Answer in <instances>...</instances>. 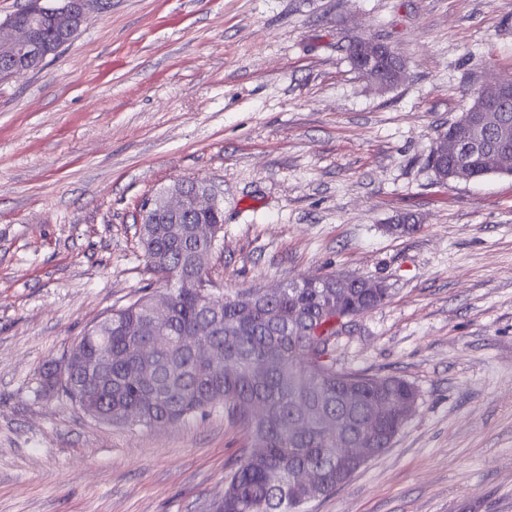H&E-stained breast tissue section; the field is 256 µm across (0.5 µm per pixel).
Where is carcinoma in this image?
Masks as SVG:
<instances>
[{"mask_svg": "<svg viewBox=\"0 0 512 512\" xmlns=\"http://www.w3.org/2000/svg\"><path fill=\"white\" fill-rule=\"evenodd\" d=\"M51 6L33 3L12 19L25 22L34 12L42 13V50L57 54L72 41L80 26L68 32L57 29L48 11ZM404 66L390 47L373 61L383 87L405 81L398 75ZM507 134L496 130L482 137L465 136L474 117L468 108L448 126V138H460L459 150L446 157H429V164L443 179H478L489 174L512 175V169L496 166L493 158L512 151V98L499 102ZM150 269L169 279L187 268L179 247L159 241H141ZM314 287L307 281L281 284L271 300L260 303L251 292L224 294V318L204 337L217 354V363L201 369L196 354L181 345V336L201 325L204 307L199 288H177L173 318L166 329L168 346L149 351L150 342L132 336L128 326L145 314L149 297L142 296L112 310V330H88L80 339L85 362L70 373L72 385H60L62 394L90 415L112 411V423L149 430L158 425L205 414L224 407V416L240 425L252 442L263 445L255 456L246 451L237 467L226 476L224 499L214 512H305L312 500L333 494L371 459L389 448L404 427L407 409L417 405L416 388L397 376H380L336 366L333 346L352 312L370 311L390 297L364 288L336 290L334 275L322 276ZM277 311L271 321L270 309ZM112 351V388L91 387L80 391L78 384L87 365L103 367V355ZM257 403L264 414L256 417L243 404ZM340 419L339 435L328 432L329 422ZM303 430L291 432L294 423ZM376 423L378 432L371 453L357 461L339 447ZM308 470L318 479L316 488H304L295 474Z\"/></svg>", "mask_w": 512, "mask_h": 512, "instance_id": "1", "label": "carcinoma"}]
</instances>
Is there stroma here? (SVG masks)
<instances>
[{"instance_id": "1", "label": "stroma", "mask_w": 512, "mask_h": 512, "mask_svg": "<svg viewBox=\"0 0 512 512\" xmlns=\"http://www.w3.org/2000/svg\"><path fill=\"white\" fill-rule=\"evenodd\" d=\"M358 38L407 79L372 87ZM493 76L512 0H111L39 71L0 81V512H210L250 441L222 408L141 430L41 389L156 275L143 204L200 179L218 288L337 272L390 298L337 366L413 383L392 446L309 512H512V176L428 157ZM417 229L395 232L399 217Z\"/></svg>"}]
</instances>
